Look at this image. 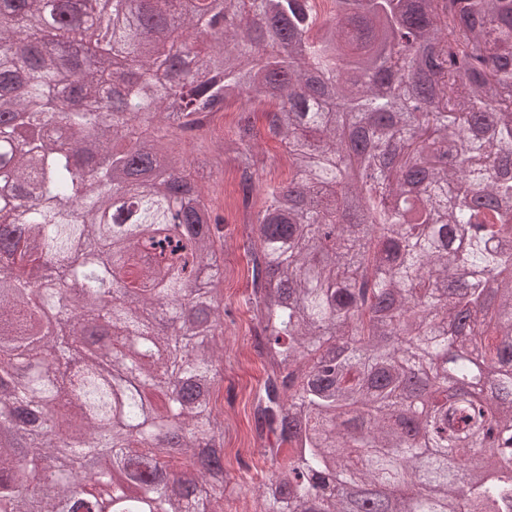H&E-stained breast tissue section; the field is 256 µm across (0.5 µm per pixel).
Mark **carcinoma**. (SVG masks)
<instances>
[{
  "label": "carcinoma",
  "instance_id": "cac0c4a2",
  "mask_svg": "<svg viewBox=\"0 0 512 512\" xmlns=\"http://www.w3.org/2000/svg\"><path fill=\"white\" fill-rule=\"evenodd\" d=\"M109 2L0 0V512H224L222 161L259 512H512V0Z\"/></svg>",
  "mask_w": 512,
  "mask_h": 512
}]
</instances>
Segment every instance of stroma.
<instances>
[{"label": "stroma", "instance_id": "obj_1", "mask_svg": "<svg viewBox=\"0 0 512 512\" xmlns=\"http://www.w3.org/2000/svg\"><path fill=\"white\" fill-rule=\"evenodd\" d=\"M243 235V224L233 220L225 224L224 305L231 315L224 321V388L220 400L224 404V446L228 449L260 447L253 407L255 394L266 376L264 360L253 346Z\"/></svg>", "mask_w": 512, "mask_h": 512}]
</instances>
